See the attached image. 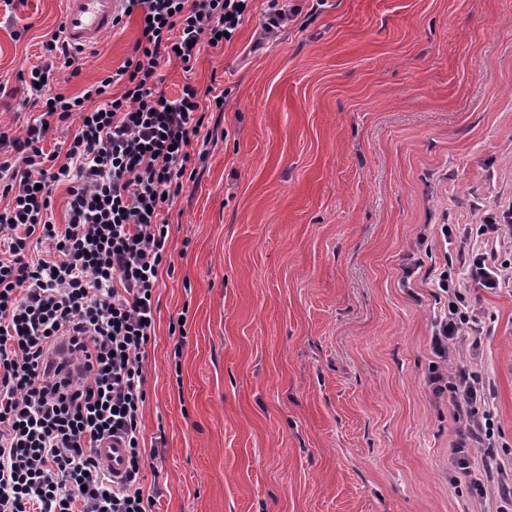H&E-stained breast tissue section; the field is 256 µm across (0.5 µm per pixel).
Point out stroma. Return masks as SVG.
<instances>
[{"instance_id": "1", "label": "stroma", "mask_w": 512, "mask_h": 512, "mask_svg": "<svg viewBox=\"0 0 512 512\" xmlns=\"http://www.w3.org/2000/svg\"><path fill=\"white\" fill-rule=\"evenodd\" d=\"M267 0L168 96L212 88L224 109L169 212L155 334L143 361L141 485L154 512H496L448 480L451 410L428 384L441 225L512 205V0ZM63 0L0 4V125L24 135L20 76ZM124 19L48 93L122 66ZM485 316L475 367L512 444V287L468 283ZM185 317L184 340L170 332Z\"/></svg>"}]
</instances>
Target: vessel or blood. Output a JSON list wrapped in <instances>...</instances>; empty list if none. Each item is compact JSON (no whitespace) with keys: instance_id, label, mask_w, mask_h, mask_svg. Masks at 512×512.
I'll list each match as a JSON object with an SVG mask.
<instances>
[{"instance_id":"1","label":"vessel or blood","mask_w":512,"mask_h":512,"mask_svg":"<svg viewBox=\"0 0 512 512\" xmlns=\"http://www.w3.org/2000/svg\"><path fill=\"white\" fill-rule=\"evenodd\" d=\"M123 6L124 0H64L62 28L65 40L86 52L95 49L112 32ZM96 453L113 478L124 475L126 450L120 443L105 440Z\"/></svg>"}]
</instances>
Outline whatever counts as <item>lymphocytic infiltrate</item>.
Segmentation results:
<instances>
[{
	"label": "lymphocytic infiltrate",
	"mask_w": 512,
	"mask_h": 512,
	"mask_svg": "<svg viewBox=\"0 0 512 512\" xmlns=\"http://www.w3.org/2000/svg\"><path fill=\"white\" fill-rule=\"evenodd\" d=\"M251 0H126L142 36L129 59L78 95L25 98L41 113L24 136L0 126V512H152L140 475L145 442L143 360L155 333L154 294L170 224L162 213L182 193L192 143L204 133L200 90L176 97L159 69H190L204 49L231 42L249 19ZM24 83L51 77L76 55L60 33ZM124 92L111 93L114 84ZM77 119L65 152H45L51 122ZM65 186L64 223L52 195ZM484 288L501 287L508 263L478 250L446 257L436 286L448 297L433 320L436 361L429 385L447 397L458 438L451 465L469 494L497 487L498 512H512V464L474 475L472 451L498 459L487 403L489 378L452 364L463 333L478 349L481 317L459 282L458 266ZM127 450L114 482L95 450L105 439Z\"/></svg>",
	"instance_id": "1"
}]
</instances>
